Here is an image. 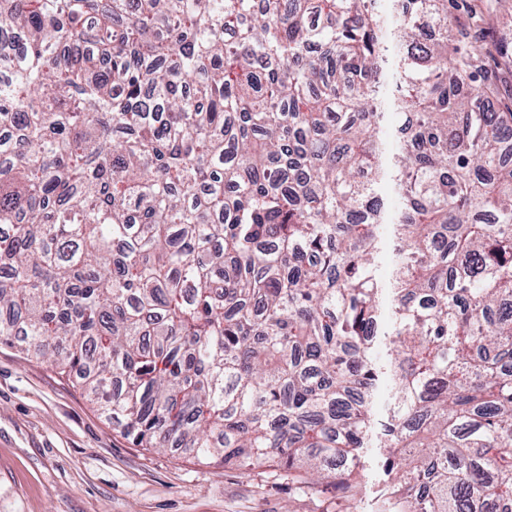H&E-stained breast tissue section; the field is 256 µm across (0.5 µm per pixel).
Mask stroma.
<instances>
[{
    "instance_id": "stroma-1",
    "label": "stroma",
    "mask_w": 512,
    "mask_h": 512,
    "mask_svg": "<svg viewBox=\"0 0 512 512\" xmlns=\"http://www.w3.org/2000/svg\"><path fill=\"white\" fill-rule=\"evenodd\" d=\"M389 386L373 396L354 501L274 467L139 448L53 364L0 342V512H386Z\"/></svg>"
}]
</instances>
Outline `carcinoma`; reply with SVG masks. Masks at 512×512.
<instances>
[{
	"instance_id": "cac0c4a2",
	"label": "carcinoma",
	"mask_w": 512,
	"mask_h": 512,
	"mask_svg": "<svg viewBox=\"0 0 512 512\" xmlns=\"http://www.w3.org/2000/svg\"><path fill=\"white\" fill-rule=\"evenodd\" d=\"M0 0V340L140 448L512 512V0ZM399 240L388 284L375 256Z\"/></svg>"
}]
</instances>
